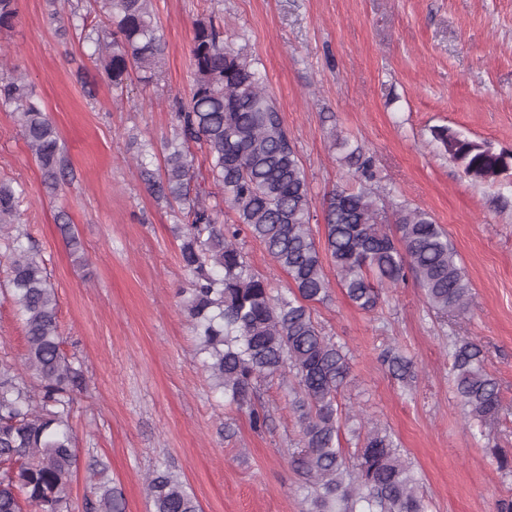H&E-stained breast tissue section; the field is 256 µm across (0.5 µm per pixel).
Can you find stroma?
<instances>
[{
  "instance_id": "1",
  "label": "stroma",
  "mask_w": 512,
  "mask_h": 512,
  "mask_svg": "<svg viewBox=\"0 0 512 512\" xmlns=\"http://www.w3.org/2000/svg\"><path fill=\"white\" fill-rule=\"evenodd\" d=\"M166 42L162 75L112 87L67 15L69 0H16L0 53L18 65L58 129L72 173L48 193L10 109L0 105V179L20 185L19 227L40 249L56 290L67 355L86 384L72 425L78 464L68 494L84 512L88 466L103 461L126 512H150L149 472L178 473L202 512H308L304 479L291 460L299 420L280 380L260 387L270 410L254 430L247 408L225 405L197 354L179 291L176 204L149 190L135 153L160 172L174 136L172 114L192 83L193 25L224 24L277 100L324 233V198L373 187L386 205L427 211L447 232L472 301L443 318L414 283L383 288L375 311L341 288L317 304L326 335L349 352L344 410L387 428L421 479L428 512H498L512 498L492 446L512 452V182L477 183L449 159L433 131L446 126L512 150V0H154ZM57 9L61 23L47 20ZM372 156L368 174L345 160L336 138ZM81 242L72 253L60 229ZM482 346L506 406L489 436L469 427L452 389L448 347ZM396 346L418 376L406 388L380 360ZM18 308L0 261V359L22 364Z\"/></svg>"
}]
</instances>
